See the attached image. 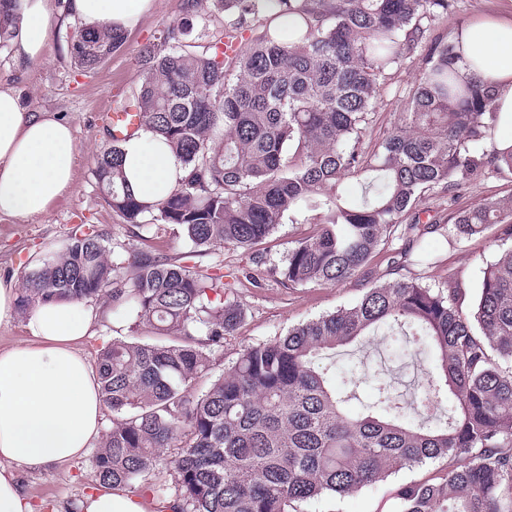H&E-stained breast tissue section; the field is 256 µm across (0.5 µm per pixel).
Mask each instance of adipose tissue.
I'll return each mask as SVG.
<instances>
[{"label":"adipose tissue","instance_id":"ef3b65f1","mask_svg":"<svg viewBox=\"0 0 512 512\" xmlns=\"http://www.w3.org/2000/svg\"><path fill=\"white\" fill-rule=\"evenodd\" d=\"M155 0H70L84 24L133 29ZM11 27L15 56L41 57L49 37L52 0H19ZM461 73L492 86L503 137L512 145V20L471 23L456 36ZM122 169L131 193L156 204L182 174L165 140L144 131L123 143ZM76 166L72 128L48 112L22 105L0 89V218L43 215L71 188ZM94 311L83 301H40L26 315V345L0 350V512H33L13 470L62 465L84 455L100 438L103 401L97 374L77 345L91 332Z\"/></svg>","mask_w":512,"mask_h":512}]
</instances>
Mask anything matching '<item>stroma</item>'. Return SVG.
Here are the masks:
<instances>
[{
    "mask_svg": "<svg viewBox=\"0 0 512 512\" xmlns=\"http://www.w3.org/2000/svg\"><path fill=\"white\" fill-rule=\"evenodd\" d=\"M180 4L181 0H156L154 9L141 18L134 30L127 32L124 45L92 72L78 70L73 64L67 37L80 22L69 14L62 0H55L52 34L40 59L22 65L12 48L0 49V87L15 90L26 108L55 113L70 124L77 148L73 186L50 205L46 214L26 220H0V278L23 282L32 270L31 254L52 252L58 241L80 224L95 225L108 239L133 249L167 255L183 251L181 240L164 226L149 238H139L135 228L112 212L93 177L97 158L111 144L100 115L101 107L115 106L139 85L141 50L155 41L165 27L181 19ZM507 16L512 17V0H459L455 12L440 22L436 32L443 35L479 18ZM420 71L419 63L408 64L384 88L383 103L375 116V136H382L393 127ZM502 231V226L496 225L486 231L484 238L457 244L447 242L437 233L425 235L422 247L430 252L432 261L415 263L410 272L433 288L441 286L449 272H456L468 286V299H475L484 268L500 251ZM401 246V240L393 239L378 247L364 274L335 287L311 285L286 290L270 280L264 288L257 289L248 282H239L237 288L247 317L237 335L215 355L212 376L222 374L245 346L272 340L303 320L354 304L366 288L387 280L392 259ZM130 324L126 310H113L111 322L96 324L92 335L81 342V353L93 362L113 337L151 341L149 333L131 332ZM401 359L398 346L375 337L371 345L337 353L336 383L342 386L351 379L363 380L368 369L381 365L398 368ZM437 469L434 463L404 468L357 493L304 503L301 512H399L400 489L430 479ZM91 476V462L85 456L62 467L19 469L17 481L24 497L42 507L43 512H75L74 503L90 493Z\"/></svg>",
    "mask_w": 512,
    "mask_h": 512,
    "instance_id": "35a3bbf8",
    "label": "stroma"
}]
</instances>
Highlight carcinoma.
<instances>
[{"instance_id":"carcinoma-1","label":"carcinoma","mask_w":512,"mask_h":512,"mask_svg":"<svg viewBox=\"0 0 512 512\" xmlns=\"http://www.w3.org/2000/svg\"><path fill=\"white\" fill-rule=\"evenodd\" d=\"M456 0H181L182 20L139 58L143 78L116 112L163 138L183 175L162 202L135 198L122 176V143L98 158L105 202L144 237L178 227L186 251H135L89 226L62 240L26 278L21 304L103 299L134 315L132 331L97 360L112 425L92 452V487L160 500L157 512H300L403 468L445 461L438 476L404 488L401 512H512V247L483 271L473 312L455 273L429 288L400 271L421 248L426 194L454 203L493 175L512 178V148L486 149L497 113L478 81L462 82L455 42L429 38ZM18 0H0V47ZM240 52L224 39L241 36ZM106 24L70 35L74 63L90 72L123 44ZM422 73L386 135L374 139L381 90L416 58ZM363 179L362 193L343 189ZM313 230L266 272L244 273L285 289L336 286L357 277L383 241L403 232L395 277L351 307L248 345L201 394L192 384L237 335L246 310L215 247L251 249L283 217ZM450 233L473 240L512 225V195L452 212ZM229 277L231 281L224 282ZM382 334L426 349L432 365L409 399L370 376L362 410L352 382L336 389V349ZM454 402L448 403V396ZM169 451L175 498L147 476Z\"/></svg>"}]
</instances>
